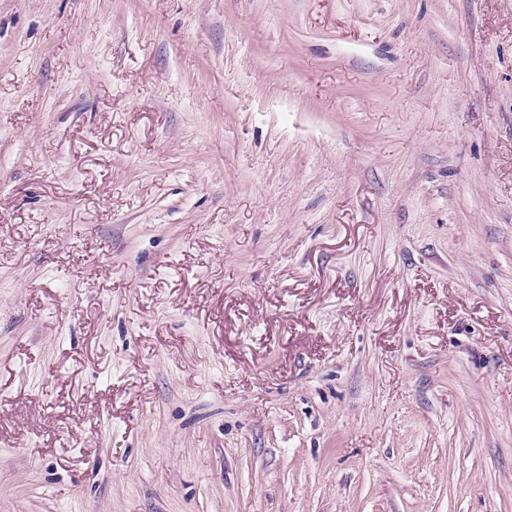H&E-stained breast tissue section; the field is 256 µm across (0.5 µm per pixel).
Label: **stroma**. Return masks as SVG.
Returning a JSON list of instances; mask_svg holds the SVG:
<instances>
[{
    "label": "stroma",
    "mask_w": 512,
    "mask_h": 512,
    "mask_svg": "<svg viewBox=\"0 0 512 512\" xmlns=\"http://www.w3.org/2000/svg\"><path fill=\"white\" fill-rule=\"evenodd\" d=\"M0 512H512V0H0Z\"/></svg>",
    "instance_id": "stroma-1"
}]
</instances>
